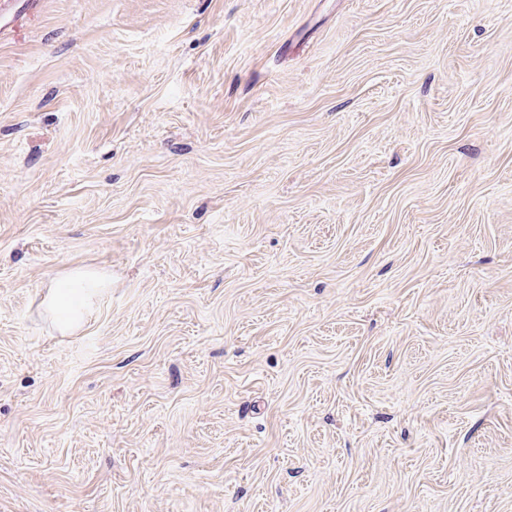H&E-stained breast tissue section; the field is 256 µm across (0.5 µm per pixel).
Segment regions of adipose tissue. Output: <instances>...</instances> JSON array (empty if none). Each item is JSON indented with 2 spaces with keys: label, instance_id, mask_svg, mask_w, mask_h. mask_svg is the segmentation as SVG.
<instances>
[{
  "label": "adipose tissue",
  "instance_id": "adipose-tissue-1",
  "mask_svg": "<svg viewBox=\"0 0 512 512\" xmlns=\"http://www.w3.org/2000/svg\"><path fill=\"white\" fill-rule=\"evenodd\" d=\"M110 285L105 274L93 270H75L53 280L42 302L61 332L81 328L84 314L96 295Z\"/></svg>",
  "mask_w": 512,
  "mask_h": 512
}]
</instances>
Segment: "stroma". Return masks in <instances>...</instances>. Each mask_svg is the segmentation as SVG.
Returning <instances> with one entry per match:
<instances>
[{
  "label": "stroma",
  "instance_id": "obj_1",
  "mask_svg": "<svg viewBox=\"0 0 512 512\" xmlns=\"http://www.w3.org/2000/svg\"><path fill=\"white\" fill-rule=\"evenodd\" d=\"M0 17V512H512V0ZM111 282L105 274L93 270H74L54 279L42 303L57 322L62 333H71L81 328L83 313L93 305L101 289L109 288Z\"/></svg>",
  "mask_w": 512,
  "mask_h": 512
}]
</instances>
